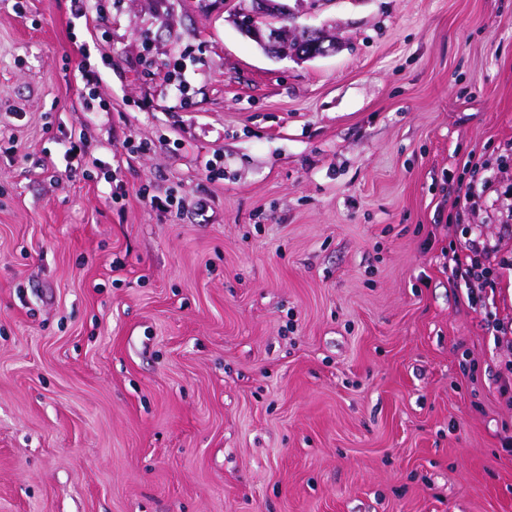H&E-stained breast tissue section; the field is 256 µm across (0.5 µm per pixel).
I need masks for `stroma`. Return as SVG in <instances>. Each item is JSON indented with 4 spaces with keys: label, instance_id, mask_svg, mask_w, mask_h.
Instances as JSON below:
<instances>
[{
    "label": "stroma",
    "instance_id": "35a3bbf8",
    "mask_svg": "<svg viewBox=\"0 0 512 512\" xmlns=\"http://www.w3.org/2000/svg\"><path fill=\"white\" fill-rule=\"evenodd\" d=\"M287 4L336 52L0 0V512H512V341L444 267L503 234L512 0Z\"/></svg>",
    "mask_w": 512,
    "mask_h": 512
}]
</instances>
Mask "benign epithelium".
<instances>
[{
	"label": "benign epithelium",
	"instance_id": "obj_1",
	"mask_svg": "<svg viewBox=\"0 0 512 512\" xmlns=\"http://www.w3.org/2000/svg\"><path fill=\"white\" fill-rule=\"evenodd\" d=\"M278 11L286 12L288 6L282 4L280 0H252V8L249 10L251 21L242 25L241 29L258 41L265 52L271 56L282 57L291 54L310 60L330 52V44L334 43L333 37L325 30L311 26L306 27L302 33H295L287 28L277 37H263L264 29L257 24V21L267 14Z\"/></svg>",
	"mask_w": 512,
	"mask_h": 512
}]
</instances>
